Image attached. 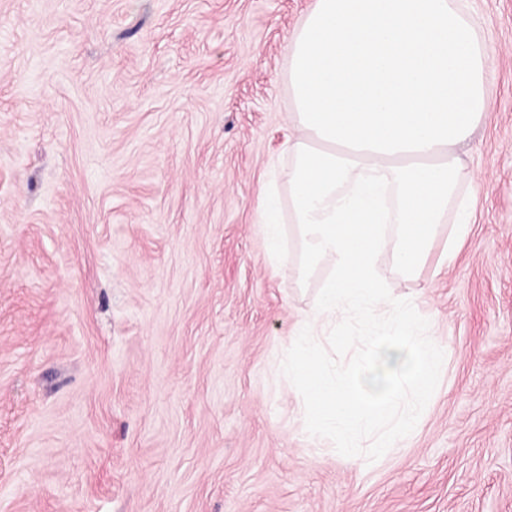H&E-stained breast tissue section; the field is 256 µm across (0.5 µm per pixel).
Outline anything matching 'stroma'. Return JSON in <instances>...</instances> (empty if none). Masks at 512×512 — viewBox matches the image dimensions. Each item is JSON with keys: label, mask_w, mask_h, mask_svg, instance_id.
Segmentation results:
<instances>
[{"label": "stroma", "mask_w": 512, "mask_h": 512, "mask_svg": "<svg viewBox=\"0 0 512 512\" xmlns=\"http://www.w3.org/2000/svg\"><path fill=\"white\" fill-rule=\"evenodd\" d=\"M313 3L0 0V512H512V0H461L495 109L454 261L376 259L444 361L372 463L282 373L335 263L261 222Z\"/></svg>", "instance_id": "obj_1"}]
</instances>
